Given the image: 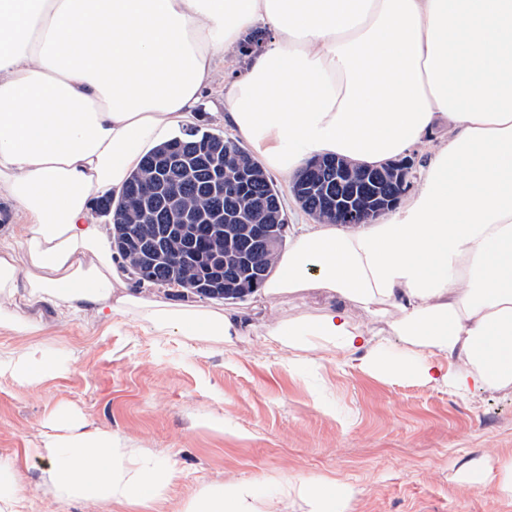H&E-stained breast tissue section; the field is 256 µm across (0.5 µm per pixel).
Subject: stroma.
<instances>
[{
  "instance_id": "1",
  "label": "stroma",
  "mask_w": 512,
  "mask_h": 512,
  "mask_svg": "<svg viewBox=\"0 0 512 512\" xmlns=\"http://www.w3.org/2000/svg\"><path fill=\"white\" fill-rule=\"evenodd\" d=\"M230 55L203 99L195 124L227 133L224 78L239 71ZM325 294L264 297L263 324L314 316ZM40 320L58 371L34 385L0 382V456L23 474L28 512H98L61 500L43 484L46 462L33 445L55 416L71 413L138 448L143 464L177 475L147 512H182L186 502L224 484L250 480L261 512H304L287 485L325 478L356 490L353 512H512L494 485L456 487L464 464L497 465L512 452V386L459 396L439 385L375 377L354 356L312 354L289 362L258 336L222 350L181 336H152L115 319L74 316L45 302L20 305ZM224 419L222 429L208 425Z\"/></svg>"
}]
</instances>
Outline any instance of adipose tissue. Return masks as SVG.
I'll return each instance as SVG.
<instances>
[{
  "label": "adipose tissue",
  "mask_w": 512,
  "mask_h": 512,
  "mask_svg": "<svg viewBox=\"0 0 512 512\" xmlns=\"http://www.w3.org/2000/svg\"><path fill=\"white\" fill-rule=\"evenodd\" d=\"M269 39L224 87V122L290 175L336 155L407 156L437 123L447 138L420 187L384 220L344 230L300 224L263 285L320 290V314L269 326L284 352L360 355L361 369L456 394L512 385V0H0V198L25 222V260L0 251V299L53 303L99 321L216 348L254 330L232 311L147 300L91 215L155 144L192 121L246 33ZM387 318L404 352L373 343L345 305ZM0 381H40L56 362L38 323L0 307ZM43 434V480L61 497L139 508L173 467L141 465L112 431L76 419ZM307 512H352L335 481L292 486ZM253 482L183 512H257Z\"/></svg>",
  "instance_id": "obj_1"
}]
</instances>
